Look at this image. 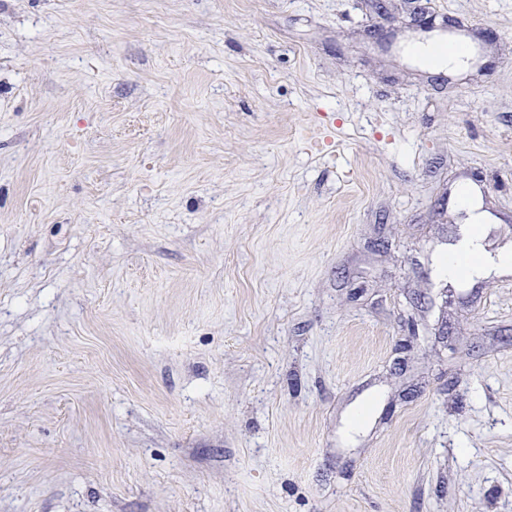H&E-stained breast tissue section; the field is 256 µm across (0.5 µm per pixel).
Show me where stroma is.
<instances>
[{
	"label": "stroma",
	"instance_id": "35a3bbf8",
	"mask_svg": "<svg viewBox=\"0 0 512 512\" xmlns=\"http://www.w3.org/2000/svg\"><path fill=\"white\" fill-rule=\"evenodd\" d=\"M472 182L512 251V0H0V512H512ZM477 208L470 206V224L462 228L461 237L454 246L453 251L448 253V268L442 264L441 272H446L448 278H456L453 273L451 259L458 255L471 256L475 262L469 267L470 277L482 276L494 269L503 268L512 261V254L505 251L492 254L484 246V232L482 224L484 216L476 212Z\"/></svg>",
	"mask_w": 512,
	"mask_h": 512
}]
</instances>
